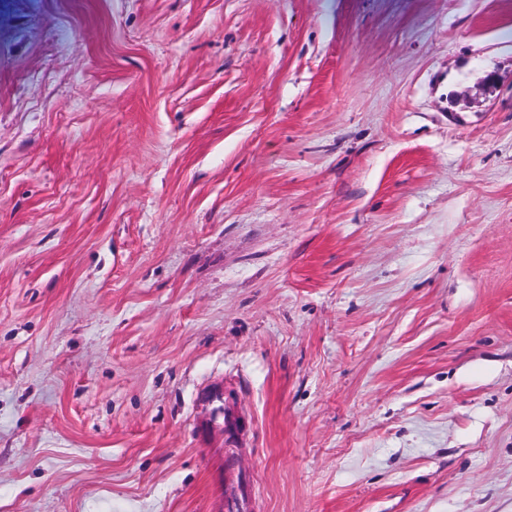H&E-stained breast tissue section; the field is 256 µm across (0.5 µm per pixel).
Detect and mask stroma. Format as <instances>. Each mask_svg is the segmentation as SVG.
Wrapping results in <instances>:
<instances>
[{"mask_svg": "<svg viewBox=\"0 0 512 512\" xmlns=\"http://www.w3.org/2000/svg\"><path fill=\"white\" fill-rule=\"evenodd\" d=\"M228 451L512 512V0H0V512H221ZM208 400L214 407L218 410L216 416L212 419L210 418V423L212 426H219L226 438H229L234 430V422L231 419L226 420V416L224 413V391L221 388H213L207 395Z\"/></svg>", "mask_w": 512, "mask_h": 512, "instance_id": "35a3bbf8", "label": "stroma"}]
</instances>
